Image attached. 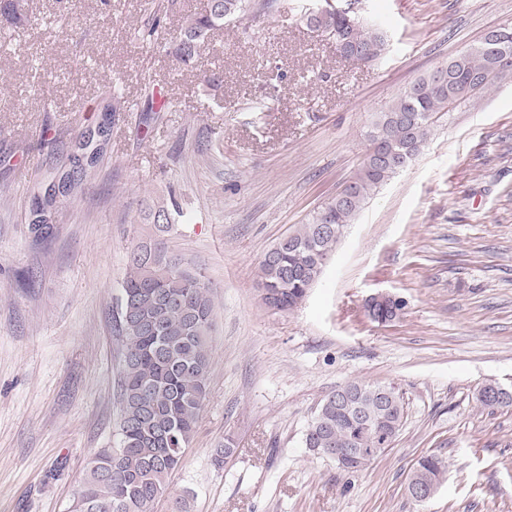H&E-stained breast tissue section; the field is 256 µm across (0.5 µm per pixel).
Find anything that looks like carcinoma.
<instances>
[{
    "label": "carcinoma",
    "instance_id": "cac0c4a2",
    "mask_svg": "<svg viewBox=\"0 0 512 512\" xmlns=\"http://www.w3.org/2000/svg\"><path fill=\"white\" fill-rule=\"evenodd\" d=\"M272 4L273 0H211L208 12L186 19L174 39L176 57L192 60L211 31ZM302 19L311 31L320 29L335 42L359 48L367 62L380 59L386 50L383 34L356 15H319L308 8ZM501 47L512 56V35L499 46L484 36L448 59L446 84H436L432 72L417 79L385 111L375 114L369 144L381 142L413 164L439 113L512 78V67L489 71ZM396 174L394 168L378 169L363 159L355 175L320 208L333 226L331 232L320 233L315 215L269 249L258 273L263 303L286 311L302 302L370 192ZM213 309L209 286L161 243L142 241L130 251L118 302L123 340L118 439L115 447L93 453L69 512H149L151 503L165 494L169 512H191L189 494H169L168 479L183 462L207 397ZM345 387L352 391L354 407L364 420L354 419L335 398L327 397L308 426L305 440L310 447L334 448L336 441L350 437L358 448L381 453L391 447L405 416L401 394L383 402L379 383L352 381ZM445 473L443 459L428 454L417 461L408 483L437 491Z\"/></svg>",
    "mask_w": 512,
    "mask_h": 512
}]
</instances>
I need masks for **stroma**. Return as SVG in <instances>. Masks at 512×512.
Listing matches in <instances>:
<instances>
[{
  "instance_id": "1",
  "label": "stroma",
  "mask_w": 512,
  "mask_h": 512,
  "mask_svg": "<svg viewBox=\"0 0 512 512\" xmlns=\"http://www.w3.org/2000/svg\"><path fill=\"white\" fill-rule=\"evenodd\" d=\"M161 2L25 0L0 15V512H67L92 453L115 443L113 306L159 205L180 210L161 238L215 303L207 400L170 480L192 512H512V409L475 397L512 381V78L433 125L302 304L273 312L257 290L267 250L357 172L373 114L511 27L512 0H363L388 36L372 63L311 32L305 0L224 26L180 62L163 37L205 0ZM154 23L162 39H134ZM63 179L74 189L45 201ZM381 291L405 302L385 325L363 309ZM351 381L394 384L405 406L392 447L353 473L305 443ZM228 437L236 452L215 466ZM426 454L447 473L420 504L406 486Z\"/></svg>"
}]
</instances>
